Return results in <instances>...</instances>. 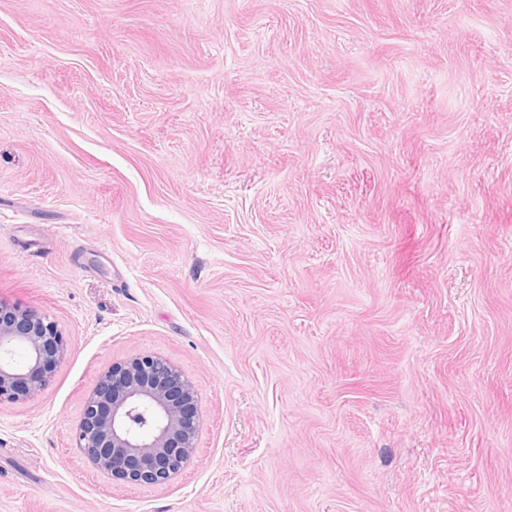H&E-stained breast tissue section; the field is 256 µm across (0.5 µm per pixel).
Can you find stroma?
Instances as JSON below:
<instances>
[{"instance_id":"1","label":"stroma","mask_w":512,"mask_h":512,"mask_svg":"<svg viewBox=\"0 0 512 512\" xmlns=\"http://www.w3.org/2000/svg\"><path fill=\"white\" fill-rule=\"evenodd\" d=\"M0 512H512V0H0ZM193 382L168 484L74 443L113 362ZM17 349L25 353L21 363ZM58 325L38 312L0 301V403L35 400L62 360Z\"/></svg>"}]
</instances>
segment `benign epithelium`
<instances>
[{"label": "benign epithelium", "instance_id": "obj_1", "mask_svg": "<svg viewBox=\"0 0 512 512\" xmlns=\"http://www.w3.org/2000/svg\"><path fill=\"white\" fill-rule=\"evenodd\" d=\"M64 350L55 322L0 301V402L36 399ZM199 427L192 382L170 361L139 354L101 372L85 399L75 443L95 472L160 486L189 462Z\"/></svg>", "mask_w": 512, "mask_h": 512}]
</instances>
